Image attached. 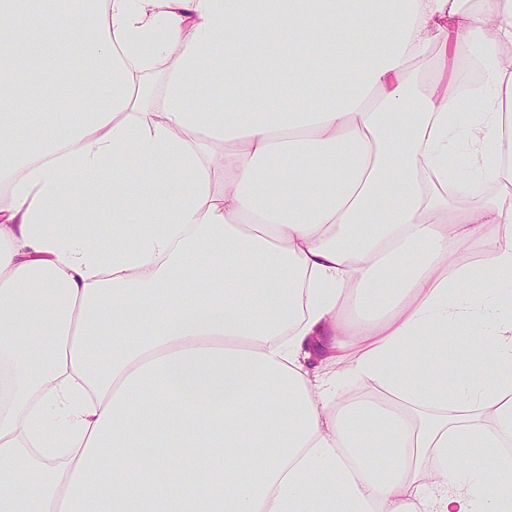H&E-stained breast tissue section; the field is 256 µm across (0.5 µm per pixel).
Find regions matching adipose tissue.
<instances>
[{
    "label": "adipose tissue",
    "instance_id": "obj_1",
    "mask_svg": "<svg viewBox=\"0 0 512 512\" xmlns=\"http://www.w3.org/2000/svg\"><path fill=\"white\" fill-rule=\"evenodd\" d=\"M52 4L0 0V512H512V0Z\"/></svg>",
    "mask_w": 512,
    "mask_h": 512
}]
</instances>
